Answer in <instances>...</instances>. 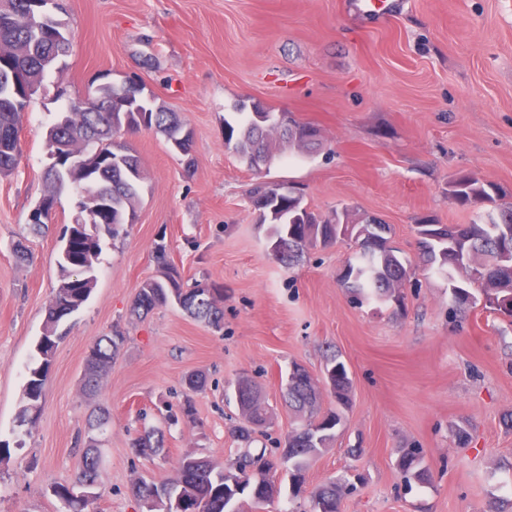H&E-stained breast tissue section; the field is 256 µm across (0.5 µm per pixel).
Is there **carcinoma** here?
I'll return each instance as SVG.
<instances>
[{
  "mask_svg": "<svg viewBox=\"0 0 512 512\" xmlns=\"http://www.w3.org/2000/svg\"><path fill=\"white\" fill-rule=\"evenodd\" d=\"M14 18L7 28L0 27V51L9 55L11 63L25 71L31 81L42 88L47 74L37 57L44 47L32 40L28 32L27 16L29 0H10ZM13 86L0 79V128L17 126L21 112L12 102ZM112 102V111H102L103 103ZM123 111V99L111 85L98 88L93 99L73 100L65 106L67 124L58 131L76 154L87 155L88 161L112 153L116 114ZM279 115L263 107L257 112L247 105L235 107L232 116L224 119V146L239 155L247 166L259 173L281 159L285 150L309 152L312 147L301 144L296 133L278 124ZM181 124L178 114L162 106H154L148 112L147 129H155L169 136L171 128ZM20 143H5L0 139V176L13 175L19 165ZM51 186L48 194L56 197L71 189L81 196L97 197L109 194L108 223L112 224V236L119 234L118 226L126 222L129 212L138 209L140 188L144 172L137 156L131 154L112 168L111 179H91L78 171L69 174L47 170ZM287 187L284 182L257 180L247 191V198L259 224L269 225L268 242L273 245L272 254L286 267H291L307 247L347 241L355 244L356 251L348 259L341 283L359 303L376 301L391 303L398 288L410 281L413 264L403 259L398 251L388 245V236L376 231L377 219H361L352 211L335 212L334 220H323L312 212L303 198L293 199L278 193ZM448 194L463 206L481 207L486 204L498 210V220L490 224H435L423 218L415 225L418 237V265L425 270H436L448 281L452 317H462L469 309L483 303L489 312L512 323V203L500 202V189L495 184L474 173H458L448 180ZM91 233L89 225L68 224L63 233L59 266L62 283L50 299L47 318L36 350L40 358L38 366L29 369L23 386V405L20 417L30 418L37 411L43 397L45 381L52 363L55 348L61 336L57 334L62 320L80 309L89 299L96 286L94 262L101 252V244L91 249L85 238ZM158 269L168 271V279L158 275L144 280L140 290L151 303L134 302L130 315L140 317L159 306L174 302L173 295L187 292L181 308L193 318L210 327L224 324V302H210L200 288L210 284L197 282L189 288L179 281L177 268L167 261L165 249L158 252ZM125 337L113 339L111 335L99 337L91 346L98 358L87 357L84 387L92 392L97 387L99 374L96 368L104 361L112 363ZM339 368L340 372L328 393L343 408L350 404L352 382L346 364L336 353L325 356L323 369ZM288 407L305 423L288 434V447L292 448L288 463V476L295 490L305 482V474L313 453L327 448L341 425L342 413L330 409L320 412L317 393L297 373L288 374ZM260 416L258 396L250 397L247 412L241 413L238 426L239 441L248 445L235 464L217 469L208 456L187 454L178 463L176 477L159 485L144 481L132 485L137 500H150V512H194L203 507L204 512H240L239 503L247 491L237 492L224 482V473L235 474L246 470L255 456H274L277 451L262 448L249 449L254 442L255 428L250 421ZM108 422L104 415L89 424L91 435L87 437L82 453V469L77 482L96 484L98 471L103 462L102 451L96 445L94 432ZM397 465L406 482L424 484L429 470L424 465L421 452L412 448L402 452ZM340 493L336 484L320 489L313 498V512H339Z\"/></svg>",
  "mask_w": 512,
  "mask_h": 512,
  "instance_id": "1",
  "label": "carcinoma"
}]
</instances>
